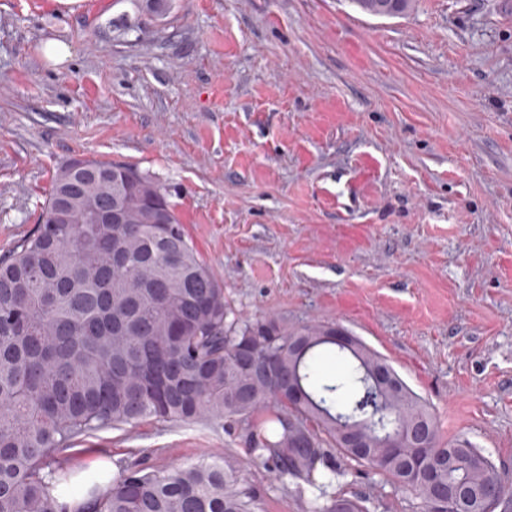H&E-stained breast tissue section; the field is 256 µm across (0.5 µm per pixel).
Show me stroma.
<instances>
[{"label":"stroma","instance_id":"obj_1","mask_svg":"<svg viewBox=\"0 0 512 512\" xmlns=\"http://www.w3.org/2000/svg\"><path fill=\"white\" fill-rule=\"evenodd\" d=\"M0 0V256L57 169L91 157L165 184L244 319L339 325L426 402L442 442L512 477V0ZM73 48L62 65L41 46ZM231 457L258 512L327 494L426 512L327 448V492L227 421H150L66 452L77 472ZM358 7L374 16H394L404 12L409 0H353Z\"/></svg>","mask_w":512,"mask_h":512}]
</instances>
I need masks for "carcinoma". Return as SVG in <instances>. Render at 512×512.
<instances>
[{"instance_id":"obj_1","label":"carcinoma","mask_w":512,"mask_h":512,"mask_svg":"<svg viewBox=\"0 0 512 512\" xmlns=\"http://www.w3.org/2000/svg\"><path fill=\"white\" fill-rule=\"evenodd\" d=\"M374 16L404 12L409 0H353ZM140 187L119 191L124 224H89L88 211L113 201L112 181L71 189L67 165L56 172L39 224L0 257V512H54L51 491L69 484L65 449L97 432L148 420H227L244 426L249 452L282 473L326 486L336 467L329 444L346 459L383 474L419 496L428 509L459 486L465 512L505 508L512 486L475 448L440 440L436 419L409 388L370 379L371 359L337 349L349 365L336 384L314 383L318 360L334 347L327 325L288 329L273 319L242 320L224 288L180 224L166 189L138 171ZM71 218L51 223L62 200ZM165 212L172 236L155 237ZM256 338V356L274 357L307 401L253 378L237 365V343ZM265 419L272 429L254 425ZM427 421L430 448L413 447L411 432ZM354 429L368 457L343 447ZM422 455L435 483H407L395 461ZM235 469L200 458L175 468L130 467L87 512H255Z\"/></svg>"}]
</instances>
